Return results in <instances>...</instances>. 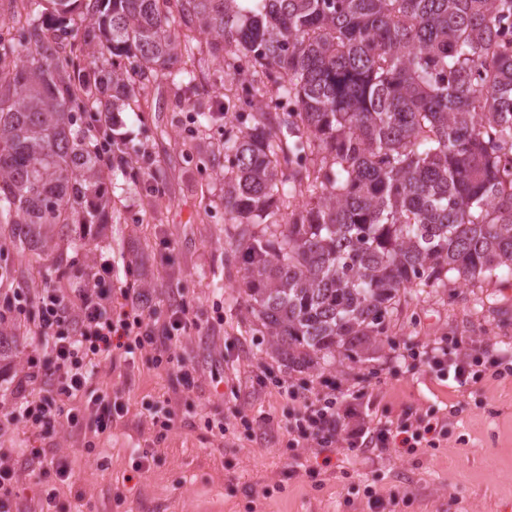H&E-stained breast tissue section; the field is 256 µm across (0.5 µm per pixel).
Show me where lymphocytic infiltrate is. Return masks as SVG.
I'll return each mask as SVG.
<instances>
[{
  "mask_svg": "<svg viewBox=\"0 0 512 512\" xmlns=\"http://www.w3.org/2000/svg\"><path fill=\"white\" fill-rule=\"evenodd\" d=\"M112 275L110 260L97 263L83 288H62L49 283L33 293H17L0 308V324L9 314H23L32 338L30 370L19 376L10 402L0 404V437L17 427H25L39 439L61 429L74 434L110 432L121 404L112 400L106 389L89 390L88 384L98 368L110 362L114 353L134 360L137 353L152 354L156 364L176 369L184 390L197 387L204 365L177 356L183 336L192 322L183 303L171 304L163 327H156L153 297L148 288L127 284L121 303H113L111 289L104 283ZM282 394L296 406L289 433L320 444L336 441L341 426V409L331 393L296 392L282 387ZM433 424L422 431H409L406 425L377 422L370 429L351 430L352 447L391 448L396 443L412 448L423 434L434 432ZM31 475L40 487L36 497L20 491L22 475ZM72 476L66 456L53 450L0 448V512L18 505L24 512H55V482Z\"/></svg>",
  "mask_w": 512,
  "mask_h": 512,
  "instance_id": "1",
  "label": "lymphocytic infiltrate"
}]
</instances>
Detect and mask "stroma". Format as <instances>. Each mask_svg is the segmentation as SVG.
Here are the masks:
<instances>
[{"label": "stroma", "mask_w": 512, "mask_h": 512, "mask_svg": "<svg viewBox=\"0 0 512 512\" xmlns=\"http://www.w3.org/2000/svg\"><path fill=\"white\" fill-rule=\"evenodd\" d=\"M176 65L195 81L176 86L159 77L139 91L138 110L120 114L118 133L137 161L113 168L101 187L107 207L96 248L77 253L60 244L62 267L38 268L10 232L0 233V266L12 270L0 300L50 281L81 287L108 259L113 287L138 281L156 289L158 322L181 298L197 323L180 348L206 366L194 390L147 356L130 365L119 359L91 383L124 406L111 433L91 449L65 430L43 440L71 463L60 501L83 512H374L379 498L394 512H512V375L460 386L424 361L445 346L487 363L512 362V276L419 288L360 361L339 354L313 369L289 365L270 352L248 309L224 181L202 163L207 145L251 124L250 109L222 111L225 99L241 97V81L225 76L202 34L194 59ZM214 326L224 338L219 350L207 339ZM29 344L22 316H13L0 399L9 398ZM282 384L314 392L334 386L353 410L349 426L437 421L443 431L415 448H353L342 433L330 445L299 443L288 432L293 405L279 394ZM166 401L175 425L158 441L147 406ZM210 419L223 420L225 436L207 429Z\"/></svg>", "instance_id": "obj_1"}]
</instances>
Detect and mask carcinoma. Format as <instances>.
I'll return each instance as SVG.
<instances>
[{
  "label": "carcinoma",
  "mask_w": 512,
  "mask_h": 512,
  "mask_svg": "<svg viewBox=\"0 0 512 512\" xmlns=\"http://www.w3.org/2000/svg\"><path fill=\"white\" fill-rule=\"evenodd\" d=\"M7 2L0 224L21 249L91 247L102 156L132 164L102 146L101 102L191 77L172 65L198 31L250 96L253 125L207 160L272 353L368 350L411 288L512 275V0ZM258 82L290 107L265 110Z\"/></svg>",
  "instance_id": "1"
}]
</instances>
